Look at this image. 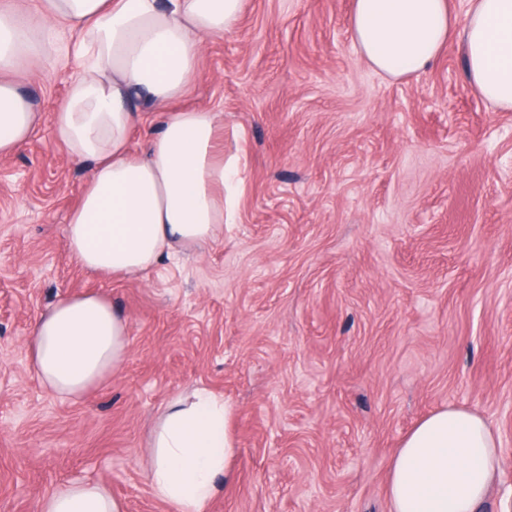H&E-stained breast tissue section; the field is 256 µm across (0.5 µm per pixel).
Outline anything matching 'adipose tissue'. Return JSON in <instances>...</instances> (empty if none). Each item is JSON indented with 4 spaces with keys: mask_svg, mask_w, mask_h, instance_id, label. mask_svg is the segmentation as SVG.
I'll return each instance as SVG.
<instances>
[{
    "mask_svg": "<svg viewBox=\"0 0 512 512\" xmlns=\"http://www.w3.org/2000/svg\"><path fill=\"white\" fill-rule=\"evenodd\" d=\"M243 0H38L34 17L0 14V68L18 51L47 55L57 23L77 34L79 64L65 101L36 111L0 81V157H11L42 125L86 170L66 226L70 259L85 271L137 278L163 258L214 241L224 228V118L172 109L190 94L208 39L234 29ZM353 41L392 75L429 67L451 34L486 102L512 110V0H470L458 21L448 0H355ZM157 130L130 147L145 109ZM27 347L50 392L80 398L109 378L129 351V322L110 299H61L33 322ZM231 406L205 390L174 400L152 437L146 476L176 512H207L217 477H231ZM499 436L482 415L448 406L408 433L390 464L391 512H478L499 469ZM38 512H125L105 486L70 483L45 494Z\"/></svg>",
    "mask_w": 512,
    "mask_h": 512,
    "instance_id": "ef3b65f1",
    "label": "adipose tissue"
}]
</instances>
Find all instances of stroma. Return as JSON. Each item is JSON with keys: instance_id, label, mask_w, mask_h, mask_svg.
<instances>
[{"instance_id": "1", "label": "stroma", "mask_w": 512, "mask_h": 512, "mask_svg": "<svg viewBox=\"0 0 512 512\" xmlns=\"http://www.w3.org/2000/svg\"><path fill=\"white\" fill-rule=\"evenodd\" d=\"M353 0H244L174 109L224 115V232L141 280L78 268L65 244L85 173L40 126L0 158V512L68 482L126 512H175L146 480L150 431L204 389L235 409L233 477L208 512H389L402 439L458 405L500 437L480 512H512V112L468 82L451 37L428 68L376 71ZM57 26L44 72L9 78L37 111L77 73ZM111 297L130 324L110 379L48 392L26 347L60 298Z\"/></svg>"}]
</instances>
